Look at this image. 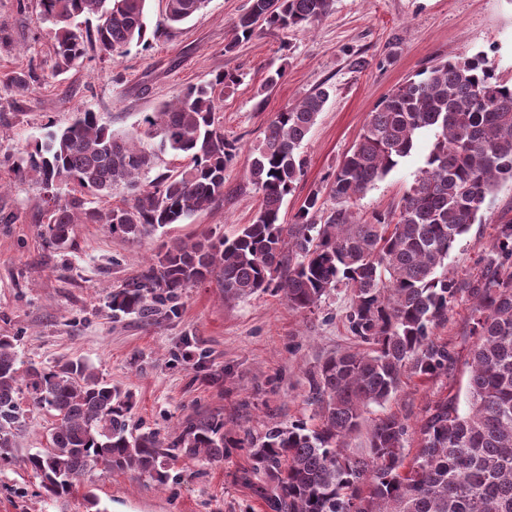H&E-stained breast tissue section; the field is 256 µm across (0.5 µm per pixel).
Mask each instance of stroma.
<instances>
[{
    "label": "stroma",
    "mask_w": 512,
    "mask_h": 512,
    "mask_svg": "<svg viewBox=\"0 0 512 512\" xmlns=\"http://www.w3.org/2000/svg\"><path fill=\"white\" fill-rule=\"evenodd\" d=\"M248 4L207 0L188 22L159 32L164 4L148 0L147 46H131L112 62L92 54L59 75L37 0H0V37L8 41L0 48V336L12 337L26 363L86 361L131 395L134 426L167 439L200 414L223 416L227 429L255 438L275 424L311 421L306 371L335 351L361 346L345 321L351 294L343 289L300 312L270 291L225 300L213 277L184 289L175 311L159 322L112 314L113 291L161 246L207 234L230 237L252 222L260 196L246 173L275 114L317 88L331 90L304 146L305 174L282 207L289 222L310 191L325 188L377 101L406 79L480 53L501 80L512 81V0H335L310 31L265 28L225 52L232 25ZM276 69L281 78L265 88ZM20 71L32 75L22 96L9 82ZM224 72L236 81L217 89L218 116L225 137L239 150L224 172L229 192L223 203L139 243L101 224L75 225L61 247L41 236L43 193L33 173L16 170L26 142L68 126L80 110L96 112L113 128L135 130L143 113ZM433 141V132L422 134L411 156L357 199L360 217L396 208ZM511 206L507 186L482 223L456 243L449 275H476L482 245L495 236L499 212ZM472 309L469 293H458L447 322L434 330L458 363L427 380L405 376L394 398L371 407L369 419L392 414L413 426L432 401L463 395ZM51 424L45 412L30 414L18 463L0 469V512H265L262 499L240 480L252 464L245 448L225 449L219 460L167 461L162 481L99 467L82 476L69 495L47 496L22 459L47 447Z\"/></svg>",
    "instance_id": "1"
}]
</instances>
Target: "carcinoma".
<instances>
[{
  "mask_svg": "<svg viewBox=\"0 0 512 512\" xmlns=\"http://www.w3.org/2000/svg\"><path fill=\"white\" fill-rule=\"evenodd\" d=\"M147 0H39L54 31V69L61 74L91 52L112 61L147 31ZM206 0H165L160 25L175 27ZM334 0H250L233 23L230 53L262 27L308 31ZM96 24H90V20ZM235 82L222 73L210 85L190 86L140 121L130 135L83 112L63 130L26 146L46 205L42 235L57 246L75 224H105L140 242L157 229L224 201V170L236 156L224 138L214 87ZM329 97L319 88L276 113L252 151L249 183L259 210L232 238L173 244L154 255L112 293V312L151 320L181 291L215 276L224 299L273 290L297 311L317 306L340 287L351 290L350 332L367 345L336 352L306 372L307 402L316 423L273 425L254 440L229 439L224 420L188 419L172 440L133 433L132 402L82 360L50 368L22 367L13 341L0 337V466L15 459L27 412L55 417L49 446L23 463L47 493L71 492L73 480L104 465L157 474L175 450L196 458L251 449L252 468L275 486L260 487L268 512H512V217L497 218V235L484 246L474 277H448V256L472 225L482 223L486 201L512 183V83L498 78L479 54H466L418 74L382 97L356 144L322 191H311L294 217L281 222L287 196L304 176L301 148ZM425 130L435 141L414 184L403 195L396 222L377 213L360 221L354 201L385 178L414 149ZM189 158L180 171L150 173L158 154ZM119 185L135 189L121 206L91 207L85 195L112 197ZM473 296L474 342L465 359L467 409L457 397L429 403L415 433L418 448L404 466L409 426L388 415L372 426L364 452L350 455L364 413L397 395L405 369L428 379L456 362L433 329L448 321L457 293ZM27 393L23 409L20 394Z\"/></svg>",
  "mask_w": 512,
  "mask_h": 512,
  "instance_id": "1",
  "label": "carcinoma"
}]
</instances>
